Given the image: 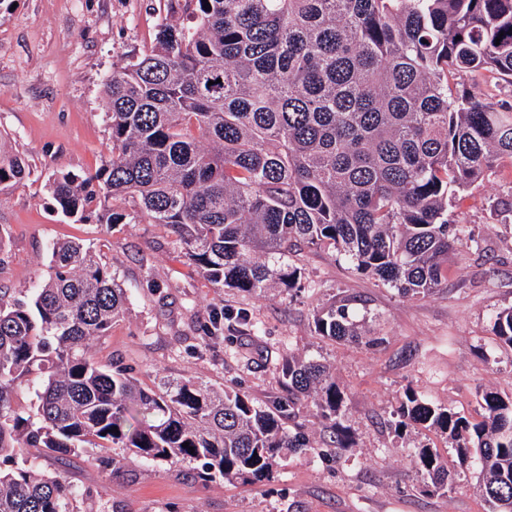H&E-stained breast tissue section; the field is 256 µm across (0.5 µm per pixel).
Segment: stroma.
Listing matches in <instances>:
<instances>
[{
    "label": "stroma",
    "instance_id": "obj_1",
    "mask_svg": "<svg viewBox=\"0 0 512 512\" xmlns=\"http://www.w3.org/2000/svg\"><path fill=\"white\" fill-rule=\"evenodd\" d=\"M183 0H16L0 9V136L25 157L31 174L0 195V224L11 230L0 287L27 291L49 273L59 239L92 244L111 261L128 296V312L95 354L133 367L154 385L152 368L240 390L267 405L286 397L282 367L289 356L330 366L345 393L344 424L353 445L324 448L328 423L302 404L296 426L323 455L285 454L273 479L253 483L198 481L191 464L125 462V476L80 456L70 481L94 494L95 512H486L474 469L455 470L450 493L426 491L409 450L436 448L455 460L432 431L396 433L392 413L406 389L474 419L485 390L512 393V352L493 331L497 312L512 305V166L487 172L449 202L448 218L476 247L448 264L446 287L425 298L402 297L345 260L302 251L288 258L306 285L291 296L217 290L183 257L170 230L139 219L129 224L80 223L54 208L47 188L56 172H87L112 153L104 85L113 70L147 50L159 25L177 20ZM150 267H142V259ZM157 288L147 286V279ZM347 305L353 319L382 337L368 348L320 338L314 315ZM232 311L225 336L205 344L201 328L213 310ZM255 316L259 336L240 333L237 312Z\"/></svg>",
    "mask_w": 512,
    "mask_h": 512
}]
</instances>
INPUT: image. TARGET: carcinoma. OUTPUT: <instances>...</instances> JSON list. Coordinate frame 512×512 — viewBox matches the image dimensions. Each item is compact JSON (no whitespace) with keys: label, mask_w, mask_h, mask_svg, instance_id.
<instances>
[{"label":"carcinoma","mask_w":512,"mask_h":512,"mask_svg":"<svg viewBox=\"0 0 512 512\" xmlns=\"http://www.w3.org/2000/svg\"><path fill=\"white\" fill-rule=\"evenodd\" d=\"M185 13L189 23L159 26L112 72V157L93 173L53 174L57 211L163 224L219 290L298 289L288 254L302 249L330 251L412 298L441 288L450 254L476 244L451 228L448 200L512 163V97L463 80L490 73L512 87V0H186ZM27 174L0 147V194ZM49 268L29 296L0 289V512H83L90 493L65 468L89 449L113 478L124 475L120 448L195 463L204 482L267 480L285 449H312L286 428L301 395L331 421L327 447L348 448L344 393L325 365L289 358L288 400L270 405L157 369L145 387L93 355L126 312L112 265L62 241ZM313 324L323 339L380 342L363 339L343 306ZM494 328L511 352L512 306ZM33 375L40 385L21 406ZM482 409L472 423L409 390L395 428L452 441L458 465L478 471L487 512H512V395L486 391ZM32 448L58 468L36 470ZM410 462L426 488L453 489L437 450L414 448Z\"/></svg>","instance_id":"cac0c4a2"}]
</instances>
